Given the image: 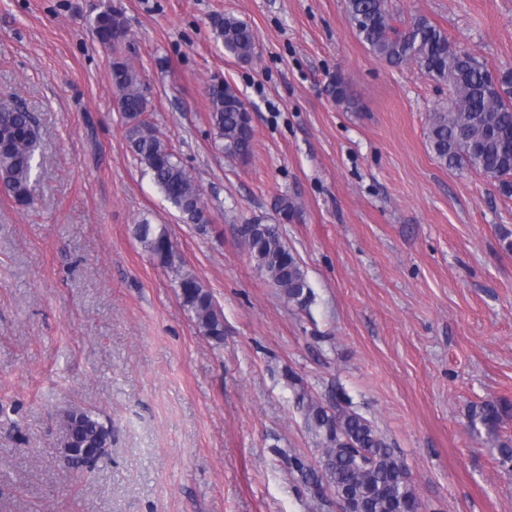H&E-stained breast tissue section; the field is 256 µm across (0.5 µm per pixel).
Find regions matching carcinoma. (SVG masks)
I'll return each instance as SVG.
<instances>
[{"mask_svg":"<svg viewBox=\"0 0 512 512\" xmlns=\"http://www.w3.org/2000/svg\"><path fill=\"white\" fill-rule=\"evenodd\" d=\"M347 12L358 36L369 50L392 66L414 64L424 74L448 85V105L428 116L425 137L434 158L443 166L473 170L486 178L508 185L512 178V84L502 81L501 90L491 87L487 68L477 57L449 39L444 29L427 17L416 15L401 20L390 11L387 0H346ZM215 38L224 54L240 62L256 55L252 27L233 15H216L211 20ZM93 31L105 45L127 35L123 14L105 9L94 19ZM112 85L118 111L126 127L127 146L183 222L203 230L209 218L201 192L175 151L157 129L144 118L149 100L135 67L123 57L112 61ZM336 101L351 103L350 83L337 74L330 87ZM210 121L222 142L224 155L245 161L253 148V130L247 129L244 103L235 87L215 81L207 87ZM41 132L35 117L25 108L0 105V188L17 204L31 203L38 167L36 153ZM241 237L257 267L271 284L298 308L312 300V290L300 259L288 247L279 229L258 235L247 225ZM134 236L156 261L166 267L173 255V242L163 225L144 218L134 225ZM179 298L201 335L224 340V317L212 295L200 282L185 275L179 279ZM297 409L320 447L318 466L299 455L290 466L303 482L353 503L357 512H422L423 505L409 480L405 460L391 448L363 415L335 403L326 404L305 392L295 393ZM512 410L506 400H489L473 407L470 423L487 434L498 431ZM60 434V459L67 468L94 470L108 457L112 427L96 411L68 407L56 414Z\"/></svg>","mask_w":512,"mask_h":512,"instance_id":"carcinoma-1","label":"carcinoma"}]
</instances>
